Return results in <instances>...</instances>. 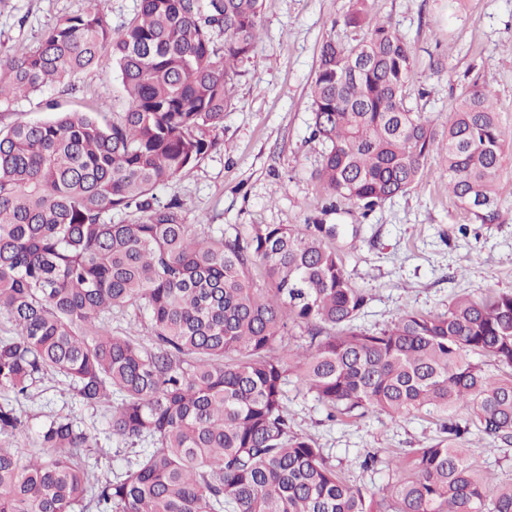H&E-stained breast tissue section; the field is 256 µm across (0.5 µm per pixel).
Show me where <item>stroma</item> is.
<instances>
[{"mask_svg":"<svg viewBox=\"0 0 512 512\" xmlns=\"http://www.w3.org/2000/svg\"><path fill=\"white\" fill-rule=\"evenodd\" d=\"M371 21L390 20L413 49L407 102L431 117L448 113L460 92L475 83L491 89L499 118L512 133V0H368ZM351 0H264L260 39L232 80V105L224 114L219 145L191 173L156 192L159 201L181 200L188 223L223 225L247 233L254 224H336L333 242L355 287L371 299L358 319L377 331L400 313H441L464 294L512 291V165L500 179L502 221L474 224L448 196V175L431 156L418 185L368 214L349 202L328 203L315 177L322 145L311 135L310 85L326 39L360 41L365 31L345 25ZM85 0H5L0 5V60L33 50L57 20L81 13ZM77 91L55 90L0 104V126L54 120L60 113L102 104L125 109L116 74L88 69ZM290 419L314 437L349 484L382 495L397 480L387 462L435 442V416L328 419L324 406L287 385ZM23 408L29 426L13 445L28 455L39 448L37 429L49 416L72 413L97 434L113 472L125 468L108 437L106 411L70 399L45 377ZM465 453L492 473L495 486L512 483V446L468 436ZM378 456L363 468L366 456Z\"/></svg>","mask_w":512,"mask_h":512,"instance_id":"stroma-1","label":"stroma"}]
</instances>
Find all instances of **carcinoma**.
<instances>
[{"label":"carcinoma","mask_w":512,"mask_h":512,"mask_svg":"<svg viewBox=\"0 0 512 512\" xmlns=\"http://www.w3.org/2000/svg\"><path fill=\"white\" fill-rule=\"evenodd\" d=\"M85 2L0 63V102L67 93L90 67L115 70L128 101L112 120L89 107L0 128V317L11 325L0 391L12 394L0 402V512H512V485L488 495L463 449L473 430L512 445V292L407 310L369 333L356 324L369 294L328 243L336 225L254 224L243 237L188 223L183 203L155 192L218 144L263 0H139L115 31L105 0ZM412 62L386 22L356 44L323 42L310 87L316 178L367 213L411 191L436 153L453 202L474 224L498 223L512 155L492 94L465 88L440 133L407 104ZM132 207L139 218L112 223ZM115 309L144 314L143 330L113 333ZM290 323L306 326L295 354L278 348ZM49 374L78 403L107 407L116 442L151 447L103 478L98 438L54 414L23 458L22 401ZM291 374L331 419L459 405L470 419L441 420L437 442L395 461L400 478L369 497L293 430Z\"/></svg>","instance_id":"carcinoma-1"}]
</instances>
